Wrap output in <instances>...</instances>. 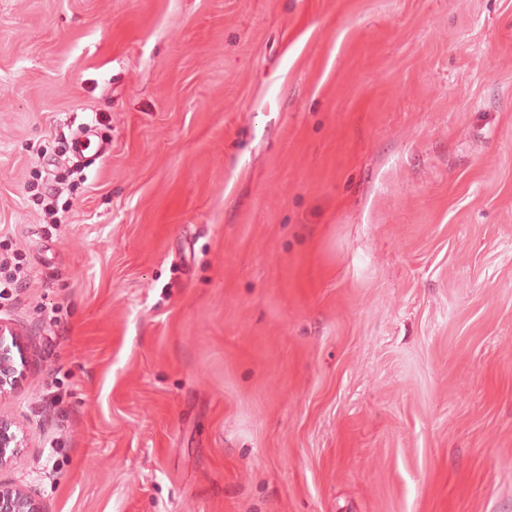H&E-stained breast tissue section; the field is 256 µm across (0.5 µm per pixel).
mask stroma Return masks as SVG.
Returning a JSON list of instances; mask_svg holds the SVG:
<instances>
[{"label":"stroma","instance_id":"35a3bbf8","mask_svg":"<svg viewBox=\"0 0 512 512\" xmlns=\"http://www.w3.org/2000/svg\"><path fill=\"white\" fill-rule=\"evenodd\" d=\"M14 256L47 512H512V0H0Z\"/></svg>","mask_w":512,"mask_h":512}]
</instances>
